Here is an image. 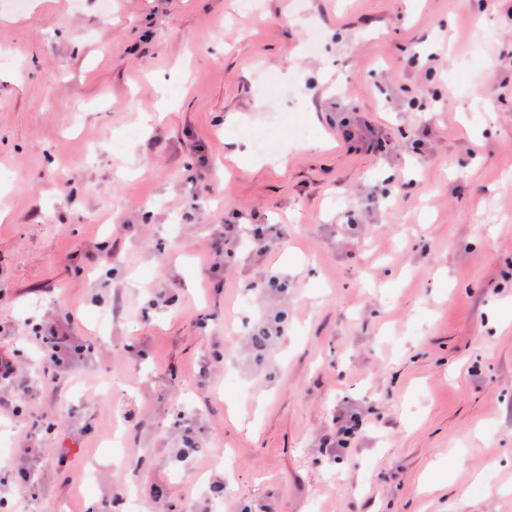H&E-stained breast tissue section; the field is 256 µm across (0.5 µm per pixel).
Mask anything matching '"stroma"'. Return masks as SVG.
<instances>
[{
  "instance_id": "35a3bbf8",
  "label": "stroma",
  "mask_w": 512,
  "mask_h": 512,
  "mask_svg": "<svg viewBox=\"0 0 512 512\" xmlns=\"http://www.w3.org/2000/svg\"><path fill=\"white\" fill-rule=\"evenodd\" d=\"M511 49L512 0H0V498L512 512ZM33 330L34 338L40 344L44 358L51 367V371H47L46 382L55 383L58 380L55 368L61 365L62 356L69 349V338L68 336H59L58 331L52 325H37Z\"/></svg>"
}]
</instances>
